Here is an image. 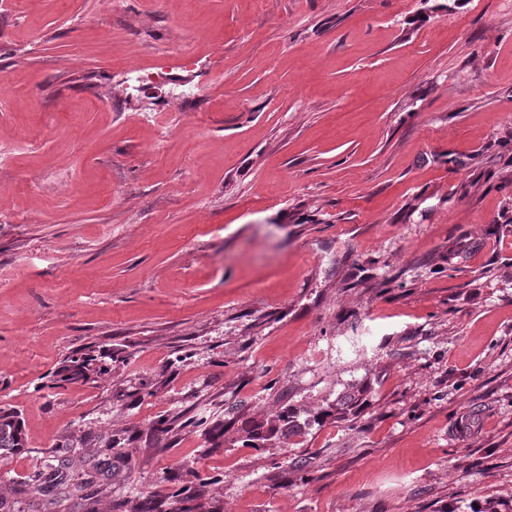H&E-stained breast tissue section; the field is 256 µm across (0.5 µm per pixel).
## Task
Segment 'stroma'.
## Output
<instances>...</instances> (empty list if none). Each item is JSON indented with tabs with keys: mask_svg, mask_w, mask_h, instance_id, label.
<instances>
[{
	"mask_svg": "<svg viewBox=\"0 0 512 512\" xmlns=\"http://www.w3.org/2000/svg\"><path fill=\"white\" fill-rule=\"evenodd\" d=\"M0 407L23 512H512V0H0ZM109 367L98 356L90 353L80 356L72 355L63 360L60 370L53 375V385L62 386L65 384H74L77 382H87L91 375L105 374ZM26 441L18 413L12 409L0 408V451L11 453L26 448ZM309 427V422L306 420L300 422L298 417L288 408L281 412L276 420L271 421L267 428L263 424H256L245 427L243 432L247 438L246 441L255 443L268 440V437L275 434L285 438L288 437V439L291 437H302L307 433ZM105 469L106 467L96 466L93 472H88L86 474L87 477L84 481L80 482L76 486L72 484V488V485L69 483L70 480L68 479V476L63 472V470L58 468L54 470V473L51 474L48 481L44 480L43 483H45V490L43 492L48 493L47 495H51L55 500L59 498L63 501L76 496L81 501L85 502L83 503V506L85 509L89 510L91 509V503L89 502L91 497H89V494H85L84 491L97 484V482L102 479L101 476L105 477V473L108 474V470L105 471ZM46 483H48V485H46Z\"/></svg>",
	"mask_w": 512,
	"mask_h": 512,
	"instance_id": "stroma-1",
	"label": "stroma"
}]
</instances>
